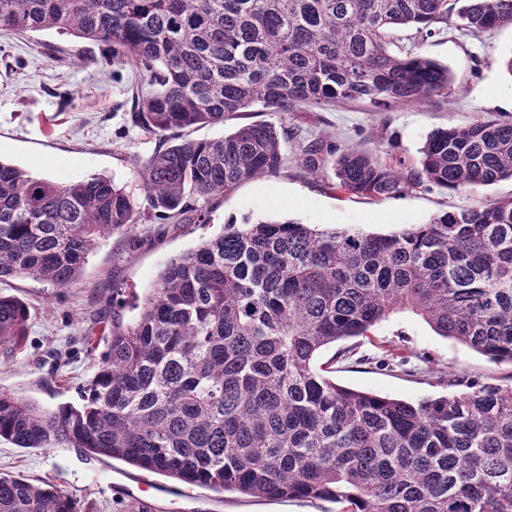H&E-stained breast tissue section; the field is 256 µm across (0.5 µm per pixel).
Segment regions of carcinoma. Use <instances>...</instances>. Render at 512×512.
<instances>
[{
  "label": "carcinoma",
  "mask_w": 512,
  "mask_h": 512,
  "mask_svg": "<svg viewBox=\"0 0 512 512\" xmlns=\"http://www.w3.org/2000/svg\"><path fill=\"white\" fill-rule=\"evenodd\" d=\"M505 21L512 0H0V27L103 42L142 71L134 117L162 143L140 172L146 200L160 219L201 224L211 199L280 172L282 138L259 120L207 140L185 130L307 103L429 100L451 90L448 66L391 53L387 32L475 36ZM296 161L309 173L329 163L334 188L370 198L491 186L512 179V121L436 129L410 168L322 139ZM138 221L108 176L61 185L0 161V281L67 288L101 238ZM403 310L512 365V200L391 234L226 224L168 263L135 320L112 312L81 403L50 411L1 391L0 440L343 512H512V385L450 371L453 391L408 401L315 367L325 348L367 339ZM28 320L21 300L0 294V345L22 347ZM0 512H75V503L1 474Z\"/></svg>",
  "instance_id": "cac0c4a2"
}]
</instances>
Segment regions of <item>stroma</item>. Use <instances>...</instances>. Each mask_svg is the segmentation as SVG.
<instances>
[{
    "instance_id": "stroma-1",
    "label": "stroma",
    "mask_w": 512,
    "mask_h": 512,
    "mask_svg": "<svg viewBox=\"0 0 512 512\" xmlns=\"http://www.w3.org/2000/svg\"><path fill=\"white\" fill-rule=\"evenodd\" d=\"M418 45L448 65L447 97L379 110L362 102L309 104L295 112H266L263 120L287 133L284 168L274 176L241 182L207 205L209 221L175 225L156 218L145 200L141 164L159 146L133 121L131 97L140 82L135 65L114 62L108 45L54 30L19 34L0 28V160L33 176L69 184L94 174L114 178L140 213L130 231L100 240L71 287L57 289L27 277L0 282V293L29 309L24 347L0 346V391L52 409L78 403L79 389L94 375L99 351L87 333L101 335L95 319L112 306L134 318L136 304L168 262L224 230L225 224L293 220L318 229L389 234L409 224L468 206L512 199V181L454 191L426 186L385 199L333 190L332 170L311 175L295 161L299 144L321 138L337 148L369 152L380 164H414L428 133L488 118L512 120V23L466 37L442 30L416 40L400 30L391 49ZM120 295H113V288ZM398 360L384 363L387 351ZM355 358L336 372L338 384L383 396L419 400L447 394L439 371L508 384L512 366L494 364L451 339L438 336L408 311L378 324L371 340L356 342ZM0 473L47 482L76 502L77 512H327L314 500H267L201 490L188 499L176 481L118 460H99L76 448H19L0 440Z\"/></svg>"
}]
</instances>
